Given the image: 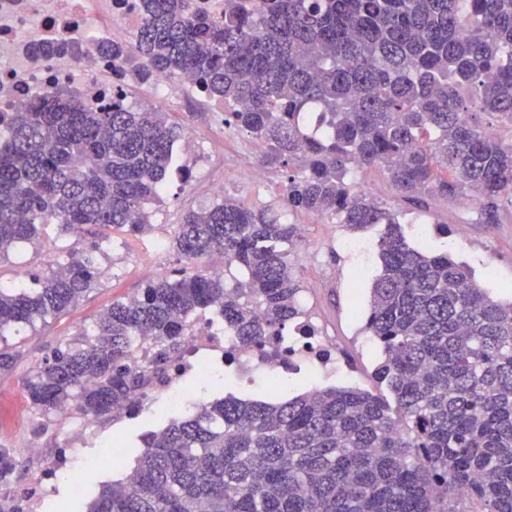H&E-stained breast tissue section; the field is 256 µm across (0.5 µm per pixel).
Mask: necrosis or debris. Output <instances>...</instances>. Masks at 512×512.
Listing matches in <instances>:
<instances>
[{
	"label": "necrosis or debris",
	"mask_w": 512,
	"mask_h": 512,
	"mask_svg": "<svg viewBox=\"0 0 512 512\" xmlns=\"http://www.w3.org/2000/svg\"><path fill=\"white\" fill-rule=\"evenodd\" d=\"M143 19L142 0H0V112L56 84L76 85L91 110L111 104L113 97H126L133 74L112 63L99 47L119 35L132 38ZM68 41L78 42V53L32 54L34 46ZM226 363L232 366V387L238 392L285 373L318 383L350 375L310 314L301 315L287 334L249 348L239 347L206 318L190 327L173 366L151 376L132 402L145 406L151 398L164 397L178 414L194 412L202 400L182 390L183 377Z\"/></svg>",
	"instance_id": "1"
}]
</instances>
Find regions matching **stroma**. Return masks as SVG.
Wrapping results in <instances>:
<instances>
[{
    "mask_svg": "<svg viewBox=\"0 0 512 512\" xmlns=\"http://www.w3.org/2000/svg\"><path fill=\"white\" fill-rule=\"evenodd\" d=\"M128 103L137 109L166 113L169 120L183 124L187 135L194 137L211 161L193 168L189 180H181L175 173L169 175L162 203L147 207L154 230L136 236L116 232L109 241L103 242L100 262L111 267V275L101 278L97 287L68 315L29 333L13 372L0 375V445L14 447L16 435L23 433L43 450L42 456L22 458V467L26 470L58 455L73 420L66 415L54 416L46 432L36 433V419L23 390L22 377L59 338L76 334L114 299L135 294L147 281L180 268L176 254L156 248L160 225L175 226L185 210L213 205L216 197L210 185L215 181L223 183L226 194L253 204L275 202L283 194L284 168H266L265 179L260 183L241 177V164L259 161L266 150L265 144L230 128L217 129L212 113L207 110V100L195 91L173 90L152 97L147 84L138 82L128 92ZM405 211L402 230L406 236H413L417 225H426L432 251H449L470 265L478 282L490 288L494 296L512 299L511 210L501 212L496 224L479 223L476 208L462 200L436 198L430 200L427 209ZM287 220L307 229L302 252L294 251L289 256L307 309L330 336L336 356L351 369L353 386L375 394L383 393V386L373 375L377 353L373 346L363 345L357 338L359 323L354 320L350 305L352 291L367 293L371 277L377 271L376 255L364 258L347 250L342 241L350 237V230L328 222L327 218L299 212L288 214ZM90 240V234L74 236L61 233L57 225H45L41 246L20 244L8 260L0 262V282H28L30 273L53 266L57 251H79L88 246ZM167 411L166 400L160 398L126 423L117 424L108 417L98 419L92 440L73 462L74 468L84 473L86 486L95 488L121 477L125 465L133 461L139 434L161 426ZM117 437L125 443L122 465L98 466L103 444Z\"/></svg>",
    "mask_w": 512,
    "mask_h": 512,
    "instance_id": "stroma-1",
    "label": "stroma"
}]
</instances>
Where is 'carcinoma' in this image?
Here are the masks:
<instances>
[{
  "instance_id": "obj_1",
  "label": "carcinoma",
  "mask_w": 512,
  "mask_h": 512,
  "mask_svg": "<svg viewBox=\"0 0 512 512\" xmlns=\"http://www.w3.org/2000/svg\"><path fill=\"white\" fill-rule=\"evenodd\" d=\"M144 2L134 42L103 53L134 65L141 82L194 76L224 104V126L266 142L265 163L293 170L278 203L226 196L173 230L181 260L222 255L245 275L237 287L176 269L31 366L22 386L35 432L63 412L94 420L133 409L147 381L128 362L133 347L153 350L162 371L200 314L214 313L243 346L301 315L282 249L298 225L285 210L383 227L363 321L392 400L346 386L215 398L143 432L129 471L62 512H512V300L448 252L428 253L425 238L408 240L398 211L354 187L373 167L416 208L465 198L496 224L512 207V140L468 119L486 112L512 134V0H224L220 17L193 0ZM0 123V259L50 221L95 237L59 254L39 287L0 285L9 373L20 356L11 332L68 314L96 288L106 231L152 227L146 206L162 202L186 132L117 98L89 110L66 85L18 102ZM18 466L1 445L0 487Z\"/></svg>"
}]
</instances>
